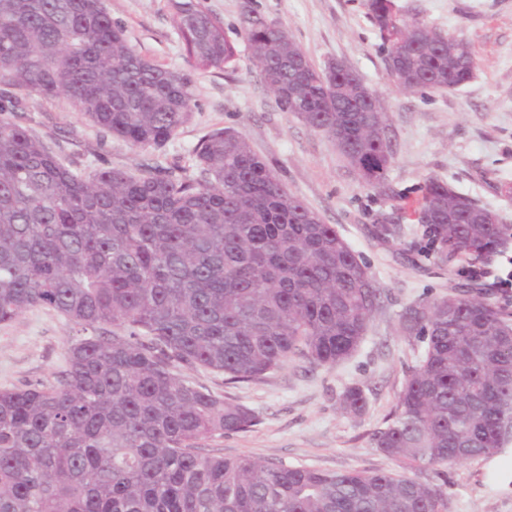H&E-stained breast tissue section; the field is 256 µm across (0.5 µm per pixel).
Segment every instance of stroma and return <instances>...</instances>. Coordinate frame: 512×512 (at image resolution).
<instances>
[{
  "label": "stroma",
  "instance_id": "stroma-1",
  "mask_svg": "<svg viewBox=\"0 0 512 512\" xmlns=\"http://www.w3.org/2000/svg\"><path fill=\"white\" fill-rule=\"evenodd\" d=\"M224 23L240 53L233 69L195 74L188 121L158 149H139L74 112L65 97L25 101L19 115L67 163L82 170L146 165L197 173L195 148L220 128L241 131L285 189L333 225L367 263L382 300L353 355L335 366L294 358L263 379L230 383L223 374L180 369L184 379L250 408L251 431L214 437L202 446L227 457L248 455L325 471L396 469L371 439L393 413L397 395L424 345L403 335L409 306L450 295L487 296L512 316V243L488 258H438L413 211L433 177L467 194L512 226V0H394L402 19L418 18L473 46L472 80L454 91L409 94L390 77L368 0H200ZM112 20L140 55L169 70L186 67L171 0H104ZM282 26L316 67L339 61L372 89L386 115L394 152L386 187H364L334 140L284 111L259 77L243 40L250 22ZM391 232H376L378 221ZM71 335L67 320L33 308L0 323V390L58 385ZM358 386L367 406L357 416L341 405ZM440 488L448 512H512V439L491 459L416 472Z\"/></svg>",
  "mask_w": 512,
  "mask_h": 512
}]
</instances>
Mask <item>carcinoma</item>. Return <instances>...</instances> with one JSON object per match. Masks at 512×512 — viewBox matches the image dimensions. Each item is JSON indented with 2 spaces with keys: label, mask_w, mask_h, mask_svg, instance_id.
I'll list each match as a JSON object with an SVG mask.
<instances>
[{
  "label": "carcinoma",
  "mask_w": 512,
  "mask_h": 512,
  "mask_svg": "<svg viewBox=\"0 0 512 512\" xmlns=\"http://www.w3.org/2000/svg\"><path fill=\"white\" fill-rule=\"evenodd\" d=\"M188 71L139 55L103 0H0V323L34 308L77 338L58 387L0 390V512H448L409 471H445L504 451L512 320L486 297L446 296L402 314L426 344L375 446L403 472H329L209 453L200 441L250 431L247 407L179 367L249 382L300 357L337 365L361 343L381 288L319 215L288 193L233 128L204 136L198 174L152 165L138 177L61 163L13 119L23 100L63 94L136 148L187 122L192 74L234 67L239 49L198 0H174ZM394 83L454 90L474 76L470 43L369 0ZM265 87L336 144L361 182L386 187L387 134L371 125L350 69L315 67L282 27L244 34ZM418 222L447 255L497 247L492 210L426 180ZM359 386L343 409L359 414Z\"/></svg>",
  "instance_id": "cac0c4a2"
}]
</instances>
